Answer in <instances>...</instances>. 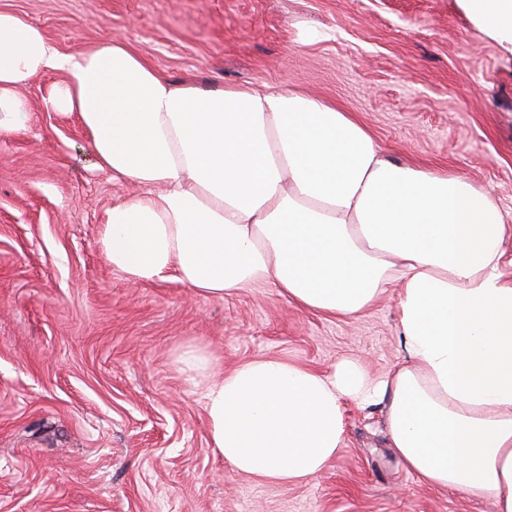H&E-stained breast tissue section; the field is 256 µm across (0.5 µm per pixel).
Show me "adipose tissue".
I'll return each instance as SVG.
<instances>
[{
    "label": "adipose tissue",
    "instance_id": "ef3b65f1",
    "mask_svg": "<svg viewBox=\"0 0 512 512\" xmlns=\"http://www.w3.org/2000/svg\"><path fill=\"white\" fill-rule=\"evenodd\" d=\"M512 44V0H462ZM63 74L46 103L77 114L97 169L137 191L105 214L101 247L135 282L174 275L221 299L259 284L350 318L399 288L405 356L371 377L289 359L238 365L205 393L232 471L298 484L345 442L343 406L386 403L389 446L422 483L512 512V226L458 174L387 159L350 113L270 86H174L120 40L59 52L0 11V135L25 129L26 80Z\"/></svg>",
    "mask_w": 512,
    "mask_h": 512
}]
</instances>
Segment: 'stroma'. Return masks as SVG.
<instances>
[{"mask_svg": "<svg viewBox=\"0 0 512 512\" xmlns=\"http://www.w3.org/2000/svg\"><path fill=\"white\" fill-rule=\"evenodd\" d=\"M75 54L118 38L176 86L268 84L351 113L394 161L467 177L512 225V45L460 0H0ZM21 87L27 126L0 136V512H495L421 483L388 446L384 405L346 408L323 474L272 484L209 445L207 386L261 356L371 375L402 358L399 291L353 318L267 284L224 299L135 283L100 244L135 186L95 169L76 116ZM203 371L184 368L187 351Z\"/></svg>", "mask_w": 512, "mask_h": 512, "instance_id": "stroma-1", "label": "stroma"}]
</instances>
